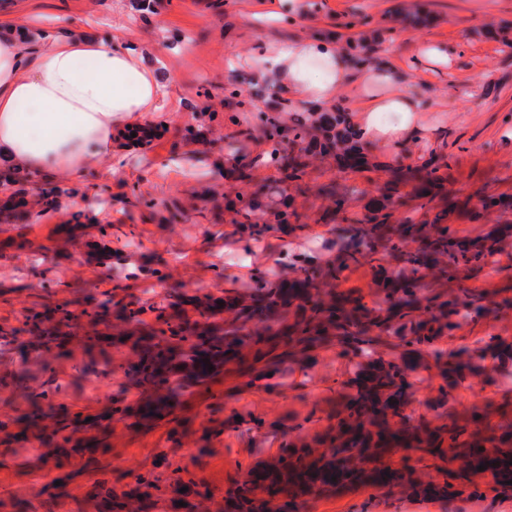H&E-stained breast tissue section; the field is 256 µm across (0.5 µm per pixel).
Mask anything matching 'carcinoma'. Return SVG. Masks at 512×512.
Here are the masks:
<instances>
[{
  "instance_id": "obj_1",
  "label": "carcinoma",
  "mask_w": 512,
  "mask_h": 512,
  "mask_svg": "<svg viewBox=\"0 0 512 512\" xmlns=\"http://www.w3.org/2000/svg\"><path fill=\"white\" fill-rule=\"evenodd\" d=\"M493 39L501 53L512 57L511 29L499 27ZM381 51L382 41L362 34L343 49L353 69L383 62ZM280 112L278 105L259 112L246 136L231 142L238 180L251 178L253 140L269 145L261 160L278 173L276 186L260 185L231 204L236 231L248 240H262L288 224L285 211L277 214V223H268L259 212L258 198L301 186L309 155H334L341 167L355 171L368 166L370 147L356 138L344 107L295 115L287 127ZM394 175L395 185L359 217L346 214L345 192L329 190L332 212L321 220L337 223L336 266L302 263L294 268L293 278L274 283L260 274L221 297L189 296L171 288L148 309L135 301L115 302L108 290L79 313L65 301L30 311L20 327L0 325V345L9 346L24 336L27 345L42 351L40 372L46 376L40 387H33L32 372L21 361L7 378H0V386L14 399L12 412L0 414V457L14 455L17 448H34L61 481L59 486H40L31 501L0 496V512H67L69 485L82 475L88 476L82 512H303L308 504L346 485H370L405 497L459 498L478 494L471 475L480 465L492 471L496 483L508 487L511 421L493 426L476 413L464 419L450 413L434 426L406 413L411 377L420 369H434L443 379L433 403L442 408L459 384L482 374L486 359L512 363V343L499 336L456 358L437 347L460 320L486 311L485 290L421 294V279L443 278L461 265L475 267L488 261L497 240L462 243L456 229L445 222L448 211L426 223L416 221L410 211L402 222L393 223L394 212L410 198L419 200V208L429 209L445 181L441 165L431 159L400 167ZM25 206L22 198L5 199L0 221L24 220ZM381 249L401 258L400 274L381 264ZM364 263L371 267L377 300H367L361 288L341 287L343 271ZM147 310L155 313L152 324L142 318ZM333 341L360 361L354 376L337 392L336 411L328 415V425L316 439L284 443L276 456L257 462L225 490L169 465L163 448L155 455L154 469L137 475L134 483H112L106 461L112 453V424L141 429L165 422L171 425L169 437L175 442L184 424L177 414L181 396L216 382L228 361L235 359L257 372L258 380L275 379L286 362L308 366L315 351ZM75 346L86 357L79 375L119 372L126 390L136 391L139 399L131 403L120 394L105 412L92 417L57 400L66 386L57 382L54 363L69 357ZM120 346L127 354L116 360L111 349ZM422 352L429 360L412 363L411 355ZM205 359L213 369L204 366ZM211 399L200 437L204 443L224 433V401L215 395ZM400 450L417 454L419 462L432 461L436 476L423 481L411 466L394 467L391 456ZM183 487L187 491L182 493ZM181 501L185 505H179Z\"/></svg>"
}]
</instances>
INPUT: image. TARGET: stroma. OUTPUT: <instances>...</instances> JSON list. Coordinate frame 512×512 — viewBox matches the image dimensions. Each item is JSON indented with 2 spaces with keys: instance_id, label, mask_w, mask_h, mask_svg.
<instances>
[{
  "instance_id": "obj_1",
  "label": "stroma",
  "mask_w": 512,
  "mask_h": 512,
  "mask_svg": "<svg viewBox=\"0 0 512 512\" xmlns=\"http://www.w3.org/2000/svg\"><path fill=\"white\" fill-rule=\"evenodd\" d=\"M412 2L303 0V12L288 19L280 16L277 0H156L146 14L138 0H48L43 13L31 0H10L23 29L53 17L76 21L90 35L130 33L151 44L149 61L162 75L165 107L153 119L163 126V136L124 152L123 169L114 173L104 166L79 183L63 185L61 197L77 196V206L34 214L24 225L0 224V324L19 325L30 309L43 304L67 301L79 311L108 289L115 301L148 306L171 288L188 294L231 291L260 272L272 281L291 274L303 259L326 264L338 259L339 247L331 225L320 221L331 208L323 186L358 185L360 192L348 198L347 210L360 214L385 190L395 158L416 166L439 148L447 164L443 195L467 205L449 213V223L471 239L497 229L505 239L503 251L484 267L461 270L453 281L425 278V287L448 293L462 286L485 289L490 301L482 316L461 320L439 346L448 352L470 350L493 335L512 341V209L480 208L482 197L512 196V58L500 53L486 31L492 24L512 25V0H426L433 16L429 26L395 30L385 55L388 67L406 90L426 88L420 121L429 132L420 140L402 148L373 141L374 166L364 172L341 171L332 159L316 156L301 187L288 190L300 223L263 240L241 239L226 208L227 201L277 176L274 168L259 164L250 182L225 177L232 165L226 137L255 122L254 113L229 98L228 83L237 76L250 78V61L279 37H324L342 48L361 32L349 24L353 11L369 15L380 29L390 12ZM430 41L453 48L451 71L417 66ZM438 129L446 132L441 146L433 137ZM76 219L87 241H106L113 252L111 267L87 263L76 249L54 252L57 226ZM18 234L28 239V248L6 247V239ZM83 360L75 353L57 363L55 373L67 387L68 401L94 414L117 395L122 377H77L75 368ZM354 370L352 356L329 346L317 352L309 368L287 367L276 387L266 390L248 386L237 365H230L210 390L183 396L181 413L188 423L181 445L169 441L164 424L139 432L113 424L107 457L112 481L119 486L132 482L152 469L156 449L164 448L172 466L228 486L258 461L276 455L284 442L322 432L336 406L337 389ZM214 392L224 399L227 421L223 434L202 448L198 439ZM450 407L458 415L475 407L487 410L494 423L512 420V377L490 384L468 378L455 390ZM41 468L33 452L17 449L0 467V488L16 497L31 496ZM473 481L480 496L421 503L392 499L381 489L349 487L309 512H512V489L483 474Z\"/></svg>"
}]
</instances>
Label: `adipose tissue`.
I'll return each instance as SVG.
<instances>
[{"label":"adipose tissue","instance_id":"adipose-tissue-1","mask_svg":"<svg viewBox=\"0 0 512 512\" xmlns=\"http://www.w3.org/2000/svg\"><path fill=\"white\" fill-rule=\"evenodd\" d=\"M252 68L321 110L354 85L364 139L403 145L425 133L414 97L385 71L350 73L326 39L274 43ZM161 94L160 75L140 50L64 24L21 30L0 12V166L51 184L119 165V137L158 111Z\"/></svg>","mask_w":512,"mask_h":512}]
</instances>
